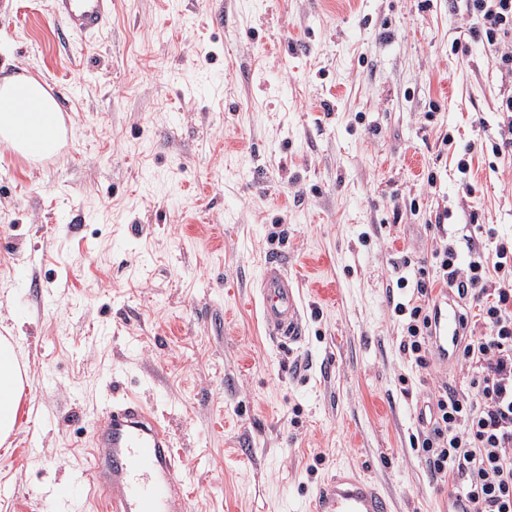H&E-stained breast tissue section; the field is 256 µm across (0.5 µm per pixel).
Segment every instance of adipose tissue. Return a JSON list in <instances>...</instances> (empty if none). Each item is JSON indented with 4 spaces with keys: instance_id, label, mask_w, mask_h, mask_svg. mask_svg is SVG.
<instances>
[{
    "instance_id": "ef3b65f1",
    "label": "adipose tissue",
    "mask_w": 512,
    "mask_h": 512,
    "mask_svg": "<svg viewBox=\"0 0 512 512\" xmlns=\"http://www.w3.org/2000/svg\"><path fill=\"white\" fill-rule=\"evenodd\" d=\"M66 130L56 99L33 76L0 79V143L37 161L58 151ZM26 369L14 343L0 337V446L15 431Z\"/></svg>"
}]
</instances>
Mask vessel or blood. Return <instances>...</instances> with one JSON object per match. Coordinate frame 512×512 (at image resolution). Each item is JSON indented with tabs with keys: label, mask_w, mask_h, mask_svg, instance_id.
<instances>
[{
	"label": "vessel or blood",
	"mask_w": 512,
	"mask_h": 512,
	"mask_svg": "<svg viewBox=\"0 0 512 512\" xmlns=\"http://www.w3.org/2000/svg\"><path fill=\"white\" fill-rule=\"evenodd\" d=\"M50 10L71 35L86 38L107 26L112 0H51ZM260 301L272 335L300 340L299 292L282 263H266ZM463 333L462 315L453 299L437 301L432 341L445 361L455 359ZM172 447L170 428L141 400L109 403L94 428L93 452L84 467L88 494H107L110 512H188L189 496L180 486ZM311 508L313 512H393V503L369 479L340 470Z\"/></svg>",
	"instance_id": "obj_1"
}]
</instances>
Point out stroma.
<instances>
[{
  "mask_svg": "<svg viewBox=\"0 0 512 512\" xmlns=\"http://www.w3.org/2000/svg\"><path fill=\"white\" fill-rule=\"evenodd\" d=\"M481 25L462 0H116L78 39L50 0H0V77L45 81L68 127L34 164L0 147V336L28 369L0 512H107L79 482L124 393L170 426L189 512H309L349 467L393 512H441L413 440L474 370L407 362L395 307L419 301L404 257L512 238V82ZM272 257L292 344L262 318ZM260 301L263 319L273 336L287 339L288 343L300 340L299 292L288 279L281 262L269 261L264 266L260 281Z\"/></svg>",
  "mask_w": 512,
  "mask_h": 512,
  "instance_id": "stroma-1",
  "label": "stroma"
}]
</instances>
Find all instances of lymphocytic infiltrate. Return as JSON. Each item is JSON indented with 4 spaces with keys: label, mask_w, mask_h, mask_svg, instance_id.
<instances>
[{
    "label": "lymphocytic infiltrate",
    "mask_w": 512,
    "mask_h": 512,
    "mask_svg": "<svg viewBox=\"0 0 512 512\" xmlns=\"http://www.w3.org/2000/svg\"><path fill=\"white\" fill-rule=\"evenodd\" d=\"M466 11L480 15L474 36L495 47V66L512 79V0H466ZM436 281L417 280L428 296L440 286L460 299L479 302L485 331L462 342V357L477 371L471 393H443L432 404L433 422L416 447L434 474L446 477L454 495L468 499L473 512H512V247L494 253L474 248L459 266L456 248L437 243L432 251ZM433 308L414 306L400 350L416 366L428 367L433 354Z\"/></svg>",
    "instance_id": "obj_1"
}]
</instances>
